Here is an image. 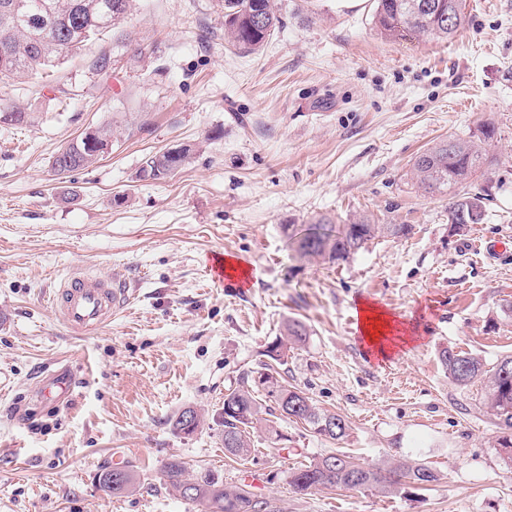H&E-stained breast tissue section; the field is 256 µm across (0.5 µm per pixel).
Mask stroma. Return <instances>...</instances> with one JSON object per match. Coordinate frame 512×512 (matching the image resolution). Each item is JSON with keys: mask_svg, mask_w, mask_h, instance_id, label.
<instances>
[{"mask_svg": "<svg viewBox=\"0 0 512 512\" xmlns=\"http://www.w3.org/2000/svg\"><path fill=\"white\" fill-rule=\"evenodd\" d=\"M465 3V27L437 40L380 35L373 0H277L280 28L243 54L224 39L222 0H135L82 55L0 83V102L27 114L0 123V512H208L166 488L174 458L278 512H512L482 386L456 385L439 360L445 347L512 354V0ZM484 123L492 163L461 190L486 217L457 230L411 165ZM101 124L109 150L56 174L57 151ZM175 145L193 150L181 170L141 177ZM363 215L411 230L339 265L297 258L289 232ZM218 253L250 269L248 287L212 282ZM79 268L130 285L129 305L91 335L51 305ZM362 300L410 331L388 359L362 348ZM291 319L309 335L286 378L346 419L343 440L276 411L244 458L217 427L174 431L184 408L216 416ZM49 369L70 377L68 402L37 399ZM115 450L138 478L122 498L99 486ZM334 450L416 460L438 479L389 494L291 489L290 471Z\"/></svg>", "mask_w": 512, "mask_h": 512, "instance_id": "1", "label": "stroma"}]
</instances>
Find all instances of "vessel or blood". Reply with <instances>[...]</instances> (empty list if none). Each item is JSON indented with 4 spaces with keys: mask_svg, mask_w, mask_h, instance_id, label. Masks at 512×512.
Wrapping results in <instances>:
<instances>
[{
    "mask_svg": "<svg viewBox=\"0 0 512 512\" xmlns=\"http://www.w3.org/2000/svg\"><path fill=\"white\" fill-rule=\"evenodd\" d=\"M129 300L125 280L77 271L61 282L53 307L58 320L71 333L87 335L111 322Z\"/></svg>",
    "mask_w": 512,
    "mask_h": 512,
    "instance_id": "b4317fda",
    "label": "vessel or blood"
}]
</instances>
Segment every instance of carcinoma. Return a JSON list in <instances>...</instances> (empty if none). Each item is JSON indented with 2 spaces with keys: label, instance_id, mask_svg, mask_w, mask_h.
Returning a JSON list of instances; mask_svg holds the SVG:
<instances>
[{
  "label": "carcinoma",
  "instance_id": "obj_1",
  "mask_svg": "<svg viewBox=\"0 0 512 512\" xmlns=\"http://www.w3.org/2000/svg\"><path fill=\"white\" fill-rule=\"evenodd\" d=\"M133 0H0V52L9 60L0 63V82L21 79L38 73L53 63L81 50L92 39L109 32L130 12ZM374 25L387 38L408 35L446 40L461 30L466 22L463 0H375ZM275 0H224V37L244 54L260 51L279 27ZM480 136L473 139L441 140L415 157L412 175L424 193L450 197L448 220L460 223V214L480 224L485 211L480 199L463 196L455 188L463 185L483 168L488 158L483 145L495 137V127L484 124ZM192 149L174 157L161 152L149 157L142 174L154 180L175 174L191 158ZM97 155L76 138L56 153L52 168L59 174L89 167ZM406 224H373L362 217L338 230L325 228L320 219L294 241L299 260L308 263L338 265L357 254L376 237H402L409 233ZM308 330L300 320L288 321L285 335L265 351L269 361L256 371L242 373L237 386L224 395L219 426L224 450L246 457L252 448L247 429L262 421L253 393L264 391L280 415L309 425L315 433L339 440L349 430L344 417L318 408L303 391L282 378L279 367L287 363L288 351L306 341ZM440 362L448 378L459 386L482 383L483 404L502 430L498 439L500 456L512 466V355L487 366L477 355L444 348ZM206 423L204 415L193 407L180 412L172 421L175 431L185 435L197 432ZM115 470L101 474L100 487L106 495L123 497L137 488L136 475L126 469L124 489L117 493L110 486ZM423 486L437 480L427 466L413 460L381 465H365L340 452L322 455L309 464L292 470L288 483L297 493L308 494L324 489H373L390 493L400 480ZM164 484L189 502H205L212 512H267L268 503L244 485H228L224 479L202 472L186 474L183 462L173 459L163 470Z\"/></svg>",
  "mask_w": 512,
  "mask_h": 512
}]
</instances>
